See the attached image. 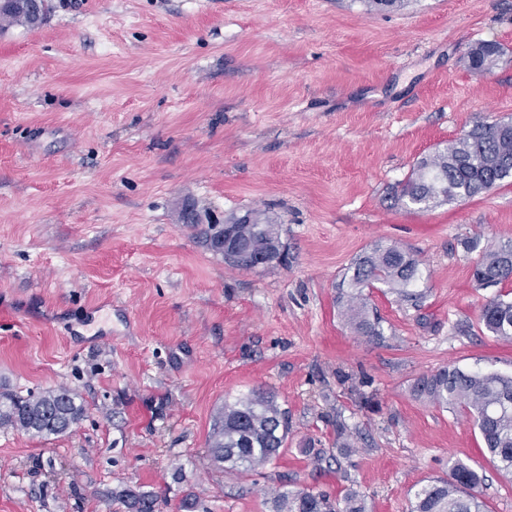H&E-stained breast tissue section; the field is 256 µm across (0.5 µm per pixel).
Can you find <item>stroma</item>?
Masks as SVG:
<instances>
[{
    "label": "stroma",
    "instance_id": "35a3bbf8",
    "mask_svg": "<svg viewBox=\"0 0 512 512\" xmlns=\"http://www.w3.org/2000/svg\"><path fill=\"white\" fill-rule=\"evenodd\" d=\"M0 33V386H64L63 436L0 428V512H270L286 487L368 512L478 472L486 512L512 478L464 413L412 393L457 366L512 375L482 331L467 243L512 240V180L428 211L398 202L417 160L482 121L512 120V0H50ZM506 54L487 72L464 53ZM262 210L288 262L225 263L212 225ZM394 243L421 303L369 291L382 335L352 333L337 297L357 258ZM254 389L288 413L277 459L210 461L224 400ZM471 48L466 61L469 68L477 70L489 68L504 52L501 44L493 41L480 42Z\"/></svg>",
    "mask_w": 512,
    "mask_h": 512
}]
</instances>
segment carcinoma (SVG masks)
Listing matches in <instances>:
<instances>
[{
	"label": "carcinoma",
	"mask_w": 512,
	"mask_h": 512,
	"mask_svg": "<svg viewBox=\"0 0 512 512\" xmlns=\"http://www.w3.org/2000/svg\"><path fill=\"white\" fill-rule=\"evenodd\" d=\"M47 13V0L32 11L26 0H4L0 4V31L15 25L35 28ZM504 52L501 44L484 41L466 56L468 67L485 69ZM512 177V121L481 122L466 135L417 161L401 183L400 197L419 210L473 198L487 193ZM250 226L242 228L245 245L261 242L277 249L280 224L264 211H250ZM470 249L480 250L473 267V279L481 287L512 278V241ZM420 262L396 244H380L360 257L342 294L341 315L359 336L379 337V318L370 314L367 288L383 284L402 300L415 301L410 289L416 281ZM479 322L491 336L512 341V298L497 295L482 306ZM414 393L442 407L458 408L477 427L490 462L504 475H512V376L448 367L423 376ZM83 415L76 395L60 387L38 395L17 396L0 392V427L48 438L67 433ZM288 436V416L275 397L252 390L233 402L224 401L209 435L213 461L227 472H254L275 459ZM478 473L454 464L451 480H437L417 489L410 512H483L476 488ZM132 512H155V500L148 494L125 492ZM271 512H367L364 499L355 492L333 500L305 489H278L270 498Z\"/></svg>",
	"instance_id": "carcinoma-1"
}]
</instances>
